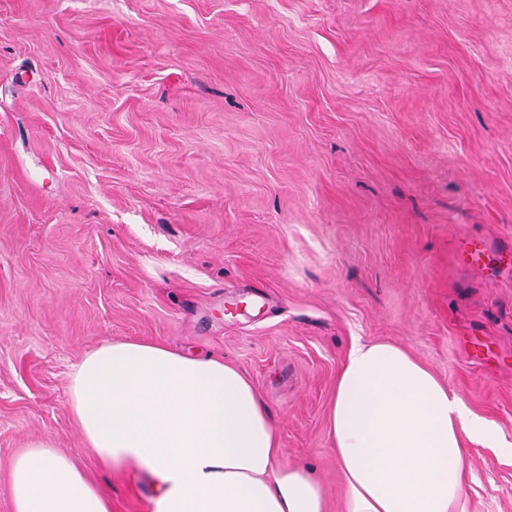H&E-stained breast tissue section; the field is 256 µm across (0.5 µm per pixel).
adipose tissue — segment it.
Segmentation results:
<instances>
[{"label":"adipose tissue","mask_w":512,"mask_h":512,"mask_svg":"<svg viewBox=\"0 0 512 512\" xmlns=\"http://www.w3.org/2000/svg\"><path fill=\"white\" fill-rule=\"evenodd\" d=\"M72 413L105 467L144 474L153 512H324L319 482L285 464L250 380L215 356L104 342L69 381ZM330 425L349 512H459L464 437L495 429L403 349L354 343ZM14 512H111L105 492L38 443L13 466Z\"/></svg>","instance_id":"obj_1"}]
</instances>
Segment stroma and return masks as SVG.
Here are the masks:
<instances>
[{"label": "stroma", "mask_w": 512, "mask_h": 512, "mask_svg": "<svg viewBox=\"0 0 512 512\" xmlns=\"http://www.w3.org/2000/svg\"><path fill=\"white\" fill-rule=\"evenodd\" d=\"M512 0H0V512L37 442L112 512L69 379L104 342L219 356L348 512L329 412L358 340L494 424L464 512H512ZM454 259L461 267L493 269L496 263L498 268L508 269L512 267V250L488 240L464 236L459 240Z\"/></svg>", "instance_id": "35a3bbf8"}]
</instances>
